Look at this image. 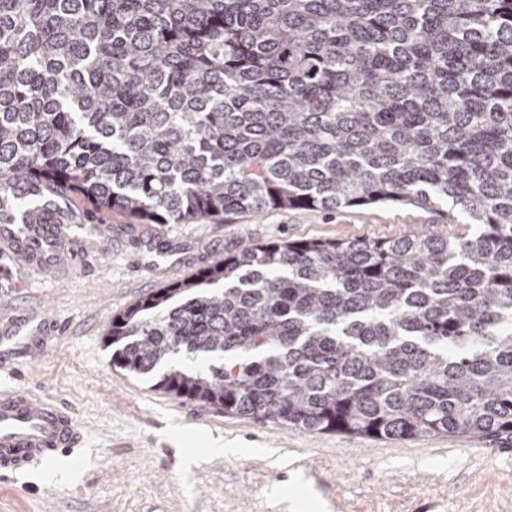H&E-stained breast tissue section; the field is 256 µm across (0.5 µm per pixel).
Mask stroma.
Wrapping results in <instances>:
<instances>
[{"mask_svg": "<svg viewBox=\"0 0 512 512\" xmlns=\"http://www.w3.org/2000/svg\"><path fill=\"white\" fill-rule=\"evenodd\" d=\"M72 206L112 234L77 247L75 260L56 269L20 264L0 276V310L40 308L58 326L40 357L0 370V389L65 402L84 445L0 479V512H301L304 494L323 512H512V438L379 440L227 415L115 368L106 342L113 316L245 247L462 233L447 208L269 210L140 224L78 195ZM216 442L231 455L211 453Z\"/></svg>", "mask_w": 512, "mask_h": 512, "instance_id": "obj_1", "label": "stroma"}]
</instances>
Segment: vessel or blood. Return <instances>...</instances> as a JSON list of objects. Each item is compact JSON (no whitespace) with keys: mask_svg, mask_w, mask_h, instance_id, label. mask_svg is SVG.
Here are the masks:
<instances>
[{"mask_svg":"<svg viewBox=\"0 0 512 512\" xmlns=\"http://www.w3.org/2000/svg\"><path fill=\"white\" fill-rule=\"evenodd\" d=\"M65 225L0 224V240L13 244L31 270H51L65 257ZM50 324L43 312L0 314V366L43 351ZM78 423L56 400L21 390L0 389V477L76 448Z\"/></svg>","mask_w":512,"mask_h":512,"instance_id":"obj_1","label":"vessel or blood"}]
</instances>
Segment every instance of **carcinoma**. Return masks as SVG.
<instances>
[{
  "label": "carcinoma",
  "instance_id": "obj_1",
  "mask_svg": "<svg viewBox=\"0 0 512 512\" xmlns=\"http://www.w3.org/2000/svg\"><path fill=\"white\" fill-rule=\"evenodd\" d=\"M458 209L470 235L247 247L112 319L226 414L512 435V0H0V218Z\"/></svg>",
  "mask_w": 512,
  "mask_h": 512
}]
</instances>
